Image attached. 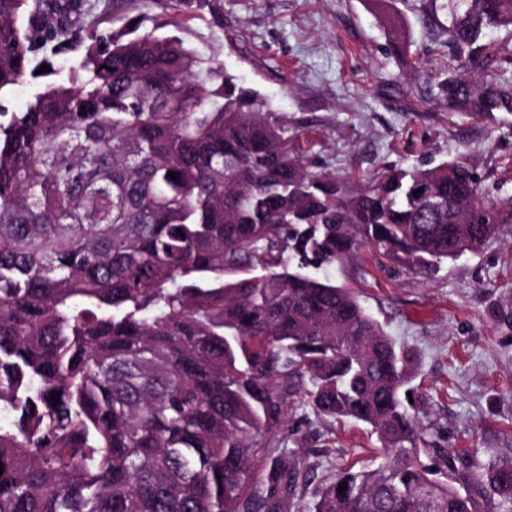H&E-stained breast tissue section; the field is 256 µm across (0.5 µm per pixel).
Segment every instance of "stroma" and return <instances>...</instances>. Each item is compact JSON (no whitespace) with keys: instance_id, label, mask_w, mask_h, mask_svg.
Returning a JSON list of instances; mask_svg holds the SVG:
<instances>
[{"instance_id":"1","label":"stroma","mask_w":512,"mask_h":512,"mask_svg":"<svg viewBox=\"0 0 512 512\" xmlns=\"http://www.w3.org/2000/svg\"><path fill=\"white\" fill-rule=\"evenodd\" d=\"M135 18L258 91L316 169L358 184L388 167L467 154L491 199L512 197V114L491 124L438 104L448 16L431 24L424 0H85L82 26L106 37ZM390 19L406 33L407 56L388 51ZM81 58L55 56L50 76H27L0 104L23 111ZM322 272L410 350L413 408L430 439L477 449L485 468L512 461V224L425 275L367 248ZM275 439L308 478L283 512H302L316 483L369 465L378 446L367 425L316 415L296 392Z\"/></svg>"}]
</instances>
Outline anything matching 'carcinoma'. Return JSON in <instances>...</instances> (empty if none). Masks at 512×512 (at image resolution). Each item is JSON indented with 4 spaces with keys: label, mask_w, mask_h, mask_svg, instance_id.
Returning a JSON list of instances; mask_svg holds the SVG:
<instances>
[{
    "label": "carcinoma",
    "mask_w": 512,
    "mask_h": 512,
    "mask_svg": "<svg viewBox=\"0 0 512 512\" xmlns=\"http://www.w3.org/2000/svg\"><path fill=\"white\" fill-rule=\"evenodd\" d=\"M83 7L0 0V93L84 47ZM140 26L24 111L0 103V512H281L303 475L271 435L304 380L317 413L380 442L307 512L512 503V462L460 477L406 404L411 353L318 273L363 247L420 271L458 260L512 224V199L487 201L467 157L360 186L313 171L256 90ZM496 28L512 0H468L444 30L453 60L512 63V43L482 42ZM438 89L450 112L512 114V82Z\"/></svg>",
    "instance_id": "obj_1"
}]
</instances>
